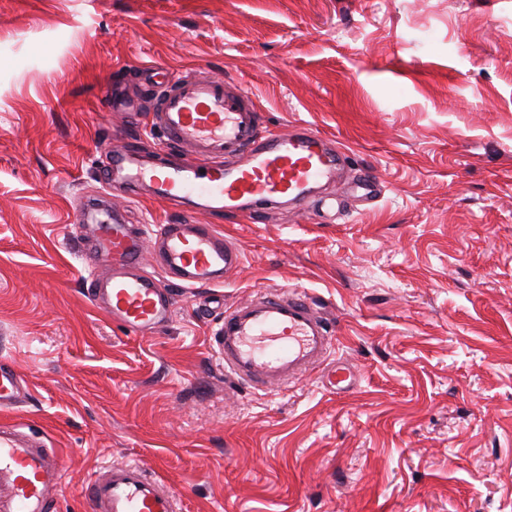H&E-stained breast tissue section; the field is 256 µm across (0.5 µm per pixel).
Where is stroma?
Returning <instances> with one entry per match:
<instances>
[{
	"instance_id": "obj_1",
	"label": "stroma",
	"mask_w": 512,
	"mask_h": 512,
	"mask_svg": "<svg viewBox=\"0 0 512 512\" xmlns=\"http://www.w3.org/2000/svg\"><path fill=\"white\" fill-rule=\"evenodd\" d=\"M158 62L349 150L323 218L103 193L106 154L163 149L135 119ZM91 197L101 222L232 235L223 304L178 288L158 333L112 323L74 222ZM268 288L329 308L353 392L319 369L266 393L225 378L223 306ZM1 358L29 392L0 420L62 459L56 512H89V478L126 461L180 512H512V0H0Z\"/></svg>"
}]
</instances>
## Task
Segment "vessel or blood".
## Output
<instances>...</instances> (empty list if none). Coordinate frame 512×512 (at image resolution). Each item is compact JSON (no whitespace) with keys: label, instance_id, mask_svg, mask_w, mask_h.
Returning a JSON list of instances; mask_svg holds the SVG:
<instances>
[{"label":"vessel or blood","instance_id":"b4317fda","mask_svg":"<svg viewBox=\"0 0 512 512\" xmlns=\"http://www.w3.org/2000/svg\"><path fill=\"white\" fill-rule=\"evenodd\" d=\"M146 90L154 98L150 126L177 158L113 155L106 173L118 176L126 195L146 189L174 208L197 199L210 214L269 211L281 204L298 208L335 182L348 159L344 149L309 127L264 131L255 102L226 78L163 79ZM74 221L97 226L86 255L93 304L137 336L153 335L169 323L170 284L219 286L244 263L241 247L211 224L136 228L118 216L98 224L89 209ZM148 243L169 286L144 270ZM102 265L108 268L104 277L97 274ZM213 338V355L225 376L254 390L287 387L320 367L334 393H345L355 382L350 364L328 362L334 337L324 307L296 290L270 288L226 306ZM27 390L22 376L1 359L0 412L19 406ZM62 481L59 457L41 435L16 425L0 427V512H53ZM83 493L91 512H178L175 494L137 462L106 466L90 477Z\"/></svg>","mask_w":512,"mask_h":512}]
</instances>
